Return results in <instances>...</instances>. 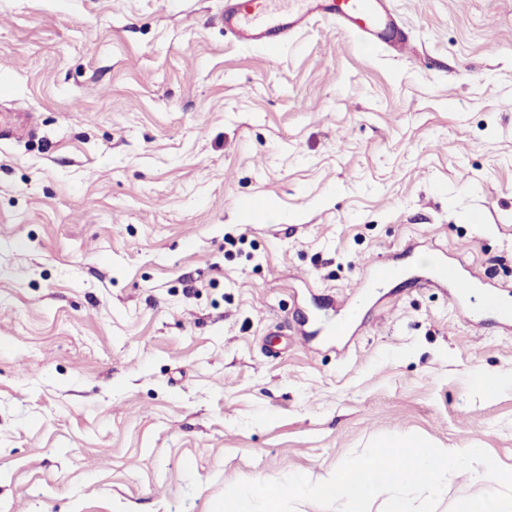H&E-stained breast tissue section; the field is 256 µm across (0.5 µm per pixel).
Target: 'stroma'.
Instances as JSON below:
<instances>
[{
  "instance_id": "obj_1",
  "label": "stroma",
  "mask_w": 512,
  "mask_h": 512,
  "mask_svg": "<svg viewBox=\"0 0 512 512\" xmlns=\"http://www.w3.org/2000/svg\"><path fill=\"white\" fill-rule=\"evenodd\" d=\"M391 4L411 56L318 20L273 57L224 0H0V512H212L386 434L512 469V330L420 283L512 293V0ZM375 260L403 273L362 289ZM347 297L345 353L301 339ZM448 282L455 288V305L470 315L471 306H468V301L472 298L473 288L483 285L481 275L469 268L459 272L456 268L449 266L448 261L438 258L433 266L432 278H428L426 283L443 284Z\"/></svg>"
}]
</instances>
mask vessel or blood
<instances>
[{
    "instance_id": "1",
    "label": "vessel or blood",
    "mask_w": 512,
    "mask_h": 512,
    "mask_svg": "<svg viewBox=\"0 0 512 512\" xmlns=\"http://www.w3.org/2000/svg\"><path fill=\"white\" fill-rule=\"evenodd\" d=\"M315 17L335 22L340 30L352 32L363 44L377 46L389 40L398 54L413 51L410 41L398 34L397 18L387 0H224L219 21L241 45H259L275 55L295 32ZM400 274L401 269L395 264L372 262L366 267L362 285L380 288ZM431 281L452 284L454 302L464 311L482 277L469 268L457 270L440 258L433 266ZM361 310V301L348 302L342 317L328 327V335L339 338L349 335Z\"/></svg>"
}]
</instances>
